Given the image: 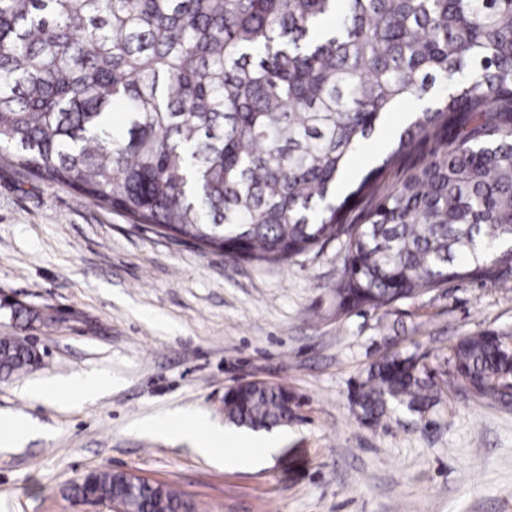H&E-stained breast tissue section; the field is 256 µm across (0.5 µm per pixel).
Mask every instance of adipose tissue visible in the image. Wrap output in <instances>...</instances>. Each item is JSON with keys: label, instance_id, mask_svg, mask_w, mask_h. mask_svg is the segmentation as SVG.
Segmentation results:
<instances>
[{"label": "adipose tissue", "instance_id": "adipose-tissue-1", "mask_svg": "<svg viewBox=\"0 0 512 512\" xmlns=\"http://www.w3.org/2000/svg\"><path fill=\"white\" fill-rule=\"evenodd\" d=\"M149 427L164 436L188 441L200 455L215 458L228 467L250 465L264 454L260 441L245 443L224 436L199 413L176 411L166 419L150 422Z\"/></svg>", "mask_w": 512, "mask_h": 512}]
</instances>
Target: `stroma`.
I'll list each match as a JSON object with an SVG mask.
<instances>
[{
  "mask_svg": "<svg viewBox=\"0 0 512 512\" xmlns=\"http://www.w3.org/2000/svg\"><path fill=\"white\" fill-rule=\"evenodd\" d=\"M413 108L403 99L386 114L368 163L349 159L352 178L391 150ZM344 253L339 237L285 263L235 261L0 162V337L34 336L40 356L0 376V416L39 427L0 447V512H111L69 492L110 470L177 489L193 512H512V404L448 384L462 337L492 331L512 345V271L338 316ZM389 351L422 356L439 402L368 425L353 389ZM99 372L110 382L87 402L28 394ZM250 381L298 402L270 459L230 469L139 427L198 409L251 437L224 418L225 391Z\"/></svg>",
  "mask_w": 512,
  "mask_h": 512,
  "instance_id": "obj_1",
  "label": "stroma"
}]
</instances>
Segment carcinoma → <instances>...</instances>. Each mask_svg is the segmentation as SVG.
<instances>
[{
	"label": "carcinoma",
	"instance_id": "carcinoma-1",
	"mask_svg": "<svg viewBox=\"0 0 512 512\" xmlns=\"http://www.w3.org/2000/svg\"><path fill=\"white\" fill-rule=\"evenodd\" d=\"M420 105L342 197L337 181L395 102ZM429 142L389 190L385 173ZM0 161L177 241L284 263L346 236L336 314L512 267V0H0ZM360 208L361 223H346ZM449 385L504 397L512 347L451 349ZM21 336L0 371L28 369ZM294 395L239 384L224 415L286 426ZM436 382L393 351L354 389L361 420L424 414ZM74 496L180 512L168 485L100 471Z\"/></svg>",
	"mask_w": 512,
	"mask_h": 512
}]
</instances>
